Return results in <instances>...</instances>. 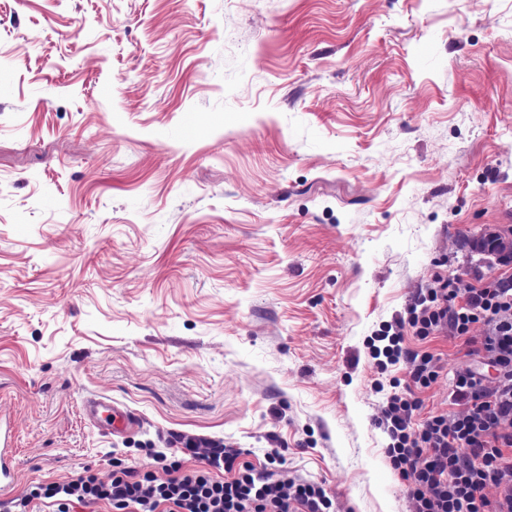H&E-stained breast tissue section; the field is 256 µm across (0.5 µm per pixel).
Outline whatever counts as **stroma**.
<instances>
[{
  "label": "stroma",
  "mask_w": 512,
  "mask_h": 512,
  "mask_svg": "<svg viewBox=\"0 0 512 512\" xmlns=\"http://www.w3.org/2000/svg\"><path fill=\"white\" fill-rule=\"evenodd\" d=\"M512 228V0H0V418L21 497L184 435L410 512L372 340ZM417 419L457 413L462 339ZM108 397L138 421L106 436ZM84 413L101 432L107 435L126 433L138 426V421L112 405V401L93 399L86 402Z\"/></svg>",
  "instance_id": "35a3bbf8"
}]
</instances>
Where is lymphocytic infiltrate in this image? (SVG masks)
Segmentation results:
<instances>
[{"mask_svg":"<svg viewBox=\"0 0 512 512\" xmlns=\"http://www.w3.org/2000/svg\"><path fill=\"white\" fill-rule=\"evenodd\" d=\"M408 311L416 336L448 331L464 340L473 358L448 384V398L460 413L415 422L419 400L397 391L381 407L377 422L390 438L391 466L409 485L412 512H512V274L480 287L437 278ZM477 323L485 326V336H471ZM401 343V334L389 336L383 355L393 364L407 360L414 387L435 383L441 375L437 358L406 355ZM184 452L195 466L169 463L160 454L161 473L137 475L124 468L106 482L82 475L13 499V512H28L36 500L49 501L54 512L102 502L114 512H335L321 484L295 485L253 465H237L238 451L223 441L190 436ZM223 469L234 470V477L217 479ZM490 486L495 496L487 495Z\"/></svg>","mask_w":512,"mask_h":512,"instance_id":"lymphocytic-infiltrate-1","label":"lymphocytic infiltrate"}]
</instances>
